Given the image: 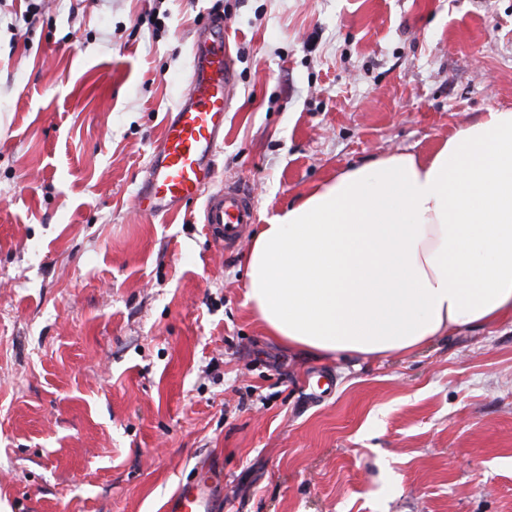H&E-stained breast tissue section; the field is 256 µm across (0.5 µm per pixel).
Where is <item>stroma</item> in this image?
<instances>
[{
  "instance_id": "1",
  "label": "stroma",
  "mask_w": 512,
  "mask_h": 512,
  "mask_svg": "<svg viewBox=\"0 0 512 512\" xmlns=\"http://www.w3.org/2000/svg\"><path fill=\"white\" fill-rule=\"evenodd\" d=\"M0 0V512H512V320L321 358L246 302L251 235L135 207L207 18L217 178L257 223L350 163L512 109V0ZM336 387L320 395L316 371ZM223 482L224 477L211 467L196 466L169 499L167 512H215V493Z\"/></svg>"
}]
</instances>
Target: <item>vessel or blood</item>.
Returning <instances> with one entry per match:
<instances>
[{"label":"vessel or blood","instance_id":"vessel-or-blood-1","mask_svg":"<svg viewBox=\"0 0 512 512\" xmlns=\"http://www.w3.org/2000/svg\"><path fill=\"white\" fill-rule=\"evenodd\" d=\"M201 36L188 91L157 140L137 205L143 216L156 218L204 200L205 229L230 248L255 221L254 197L238 182L215 185V157L224 141V113L232 100L234 71L225 47L223 21H211ZM223 482V476L211 467L196 466L169 499L167 512H215V493Z\"/></svg>","mask_w":512,"mask_h":512}]
</instances>
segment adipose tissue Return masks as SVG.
Returning <instances> with one entry per match:
<instances>
[{
    "label": "adipose tissue",
    "instance_id": "1",
    "mask_svg": "<svg viewBox=\"0 0 512 512\" xmlns=\"http://www.w3.org/2000/svg\"><path fill=\"white\" fill-rule=\"evenodd\" d=\"M246 299L268 335L322 358L414 352L512 319V110L429 155L349 165L274 215Z\"/></svg>",
    "mask_w": 512,
    "mask_h": 512
}]
</instances>
